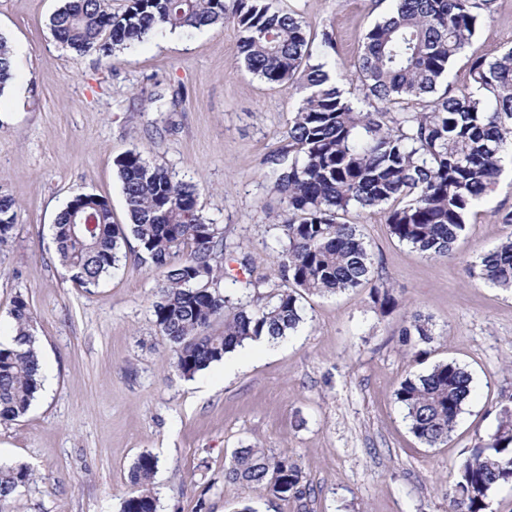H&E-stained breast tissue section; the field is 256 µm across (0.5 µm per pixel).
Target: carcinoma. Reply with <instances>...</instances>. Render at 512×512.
<instances>
[{"label": "carcinoma", "instance_id": "1", "mask_svg": "<svg viewBox=\"0 0 512 512\" xmlns=\"http://www.w3.org/2000/svg\"><path fill=\"white\" fill-rule=\"evenodd\" d=\"M394 10L363 36L357 73L362 95H345L330 74L328 55L312 50L293 11L273 0H127L118 13L103 0H66L52 16L56 39L78 55L118 54L167 30L232 24L248 71L270 84H294L304 95L273 154L268 178L280 196L275 214L281 250L276 282L266 292L232 299L218 282L237 278L224 269V232L199 206L196 186L134 150L115 159L127 224L112 220L100 195L79 193L59 212L52 240L75 283L90 288L111 274L121 246L134 240L137 258L161 272L151 309L161 336L174 350L173 365L192 379L244 342L281 339L304 321L306 295L359 288L375 276L352 209L384 211L391 235L428 259H456L455 243L472 209L503 172L512 148V49L472 60L471 89L445 83L456 56L470 44L489 0H394ZM13 78V53L0 36V97ZM429 96L427 109L416 102ZM412 106L390 112L387 105ZM17 221L14 198L0 192V244ZM471 278L512 287V235L464 265ZM383 315L397 306L390 289L373 288ZM15 334L0 341V421L24 416L43 385L31 332L32 309L21 294L10 309ZM427 343L431 331L415 314L402 330ZM471 393V376L455 362L407 376L395 390L413 435L426 447L448 441ZM470 448L448 482V512H486L490 494L512 483V410ZM158 460L139 455L129 470L138 493L122 512H157L151 484ZM305 476L286 453L239 448L224 480L266 498L300 499ZM32 480L25 465L0 464V512Z\"/></svg>", "mask_w": 512, "mask_h": 512}]
</instances>
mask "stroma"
I'll return each instance as SVG.
<instances>
[{
	"label": "stroma",
	"instance_id": "obj_1",
	"mask_svg": "<svg viewBox=\"0 0 512 512\" xmlns=\"http://www.w3.org/2000/svg\"><path fill=\"white\" fill-rule=\"evenodd\" d=\"M65 0H0V36L14 55L0 96V191L18 221L0 245V339L16 295L28 298L44 386L29 412L0 423V462L32 482L12 512H121L134 460L157 457L158 512H239L245 489L224 479L235 450L256 446L296 459L312 488L302 500H259L260 512H448L444 482L512 399V288L465 275L462 263L494 249L512 228V166L468 216L453 261L424 258L394 238L377 209H354L374 266L398 301L381 315L371 285L309 295L306 321L272 350L249 348L225 375L216 362L194 378L173 366L151 311L162 279L123 246L110 277L73 283L52 245L58 213L76 194L107 198L127 223L114 160L135 150L200 189L199 203L228 244L246 241L255 276L271 274L280 245L278 198L266 174L302 91L249 73L239 34L167 32L119 62L76 55L49 20ZM308 38L330 33L331 62L353 77L363 33L392 0H277ZM448 80L469 83L472 55L512 46V0H491ZM161 94V104L149 101ZM432 339L403 343L413 314ZM453 361L472 393L447 443L422 445L394 392L406 376Z\"/></svg>",
	"mask_w": 512,
	"mask_h": 512
}]
</instances>
